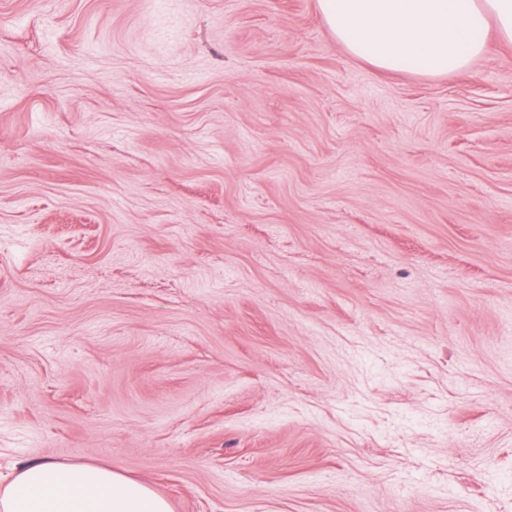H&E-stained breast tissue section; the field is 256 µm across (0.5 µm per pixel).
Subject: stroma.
<instances>
[{
	"instance_id": "obj_1",
	"label": "stroma",
	"mask_w": 512,
	"mask_h": 512,
	"mask_svg": "<svg viewBox=\"0 0 512 512\" xmlns=\"http://www.w3.org/2000/svg\"><path fill=\"white\" fill-rule=\"evenodd\" d=\"M172 512H512V44L382 72L319 0H0V475ZM1 512H171L147 483L112 467L52 457L16 466L0 485Z\"/></svg>"
}]
</instances>
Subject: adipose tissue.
<instances>
[{
	"instance_id": "adipose-tissue-1",
	"label": "adipose tissue",
	"mask_w": 512,
	"mask_h": 512,
	"mask_svg": "<svg viewBox=\"0 0 512 512\" xmlns=\"http://www.w3.org/2000/svg\"><path fill=\"white\" fill-rule=\"evenodd\" d=\"M338 43L390 72L409 59L419 74L441 76L483 56L475 28L495 24L512 42V0H319ZM0 512H171L147 483L111 467L52 457L17 466L0 485Z\"/></svg>"
}]
</instances>
